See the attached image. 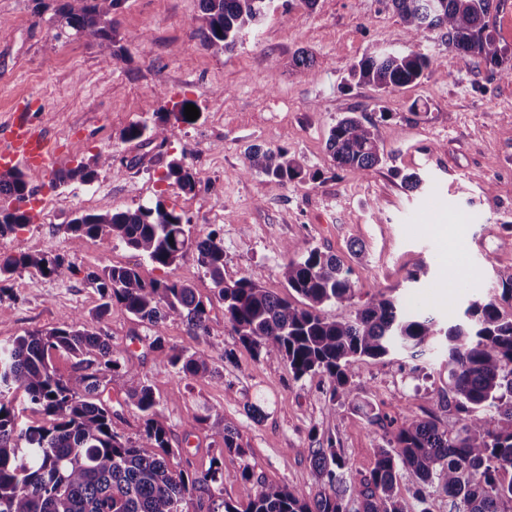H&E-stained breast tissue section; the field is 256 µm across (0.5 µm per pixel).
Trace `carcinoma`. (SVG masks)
<instances>
[{
  "label": "carcinoma",
  "instance_id": "1",
  "mask_svg": "<svg viewBox=\"0 0 512 512\" xmlns=\"http://www.w3.org/2000/svg\"><path fill=\"white\" fill-rule=\"evenodd\" d=\"M272 0H200L201 44L228 51L239 38L258 29ZM404 25L406 49L364 53L351 76L360 84L388 94L418 83L441 68L437 58L419 49L435 33L448 40L463 68L485 65L512 79V62L489 24L493 0H388ZM117 0H66L55 9L58 28L95 44L102 60L118 58L113 45L112 9ZM184 100L177 112H156L148 125L128 126V140L167 141L176 124L187 122ZM376 125L352 112L330 129L326 149L342 170L364 172L382 161ZM110 157L99 154L55 177L92 184L97 169ZM243 175L262 174L282 183L315 179L288 149L257 146L246 156ZM164 178L182 191H195L201 180L183 159L167 165ZM30 175L16 168L0 172V236L31 223L21 207L29 197ZM66 231L109 245L114 241L168 266L189 250L212 281L224 304V326L210 323L207 306L194 288L180 281L143 279L134 267L107 266L88 276L96 289L102 316L117 305L139 320L159 326L168 318L187 323L198 338L224 334L230 326L255 357L278 354L293 377L320 375L328 380L329 400L353 394L352 368L365 358L410 354L417 358L439 346L446 355L448 410L456 420L409 413L385 430L373 470L355 484L347 480L336 439L328 436L308 449L322 484L310 497L287 485L258 482L244 509L223 501L224 512H430L432 494L444 495L455 512H512V267L496 272L497 288L484 300L467 305L464 316L443 324L426 313L408 314L396 301L375 298L347 316L329 317L324 307L353 305L349 272L333 255L317 248L286 259L279 274L295 304L263 288L253 278L224 280V242L216 232L203 235L183 222L181 214L161 203L105 214H81ZM61 262L45 253L0 255V283L31 269L44 275ZM181 377L209 373L213 354L231 353L204 347L193 352L165 350L151 342ZM64 352L75 360V374L63 377L53 357ZM138 372L126 351L112 347L79 320L64 327L28 332L0 347V512H186L195 493L217 483L221 462L213 458L202 471L175 470L167 429L154 418L157 405L150 386L127 392L143 414L142 430L132 441L113 429L112 408L102 399L106 387ZM22 391L30 409L45 423L19 426L10 396ZM211 443L244 455L238 433L215 429ZM403 476L412 500L396 491Z\"/></svg>",
  "mask_w": 512,
  "mask_h": 512
}]
</instances>
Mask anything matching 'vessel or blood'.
<instances>
[{
	"label": "vessel or blood",
	"mask_w": 512,
	"mask_h": 512,
	"mask_svg": "<svg viewBox=\"0 0 512 512\" xmlns=\"http://www.w3.org/2000/svg\"><path fill=\"white\" fill-rule=\"evenodd\" d=\"M33 110L32 101L22 100L5 129L0 130V172L21 167L38 177L58 157V146L45 127L33 119Z\"/></svg>",
	"instance_id": "b4317fda"
}]
</instances>
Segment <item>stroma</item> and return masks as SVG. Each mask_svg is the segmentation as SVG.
Returning a JSON list of instances; mask_svg holds the SVG:
<instances>
[{"instance_id": "35a3bbf8", "label": "stroma", "mask_w": 512, "mask_h": 512, "mask_svg": "<svg viewBox=\"0 0 512 512\" xmlns=\"http://www.w3.org/2000/svg\"><path fill=\"white\" fill-rule=\"evenodd\" d=\"M60 2L0 0V126L18 100L37 98L43 109L34 118L62 150L55 171L101 153L110 160L89 185L56 187L52 174L43 176L32 185L39 198L32 224L0 237V253L46 252L63 261L57 274L24 272L0 294V344L79 317L128 349L138 373L105 390L115 430L137 436L142 414L125 392L147 385L158 402L155 419L169 433L172 465L221 462L220 480L195 494L189 512H212L225 500L246 505L262 482L316 494L321 484L306 450L317 437H335L350 480L359 481L376 464L381 431L356 403L330 402L320 377L294 380L281 356L254 357L229 330L202 342L179 319L156 328L117 306L97 317L99 296L86 277L107 266L134 267L145 279L181 281L211 296L195 251L164 267L65 226L81 213L160 202L196 229L218 232L225 280L248 275L286 295L279 265L316 247L343 261L356 305L385 295L445 323L471 300L489 297L497 270L512 266V80L460 67L454 49L432 34L422 48L443 66L418 84L382 95L350 83L364 52L406 45L387 0H317L311 7L296 0L289 11L277 4L226 53L201 45L199 0H119L112 18L122 57L110 64L84 39L57 35L51 18ZM300 51L311 70L294 65ZM184 100L199 116L167 141L124 139L131 123ZM349 112L375 120L384 150L383 162L362 173L334 168L326 150L330 128ZM255 145L287 149L314 180L240 176ZM175 157L198 173L194 192L165 180ZM411 172L422 178L415 190L402 181ZM447 266L455 267L456 282L444 277ZM413 272L418 280H410ZM157 336L178 350L207 343L234 356L213 358L204 377L182 379L151 350ZM353 388L356 402L382 417L449 418L445 361L434 351L418 360L359 361ZM226 424L237 429L244 455L211 444L210 430ZM247 463L255 481L242 477Z\"/></svg>"}]
</instances>
